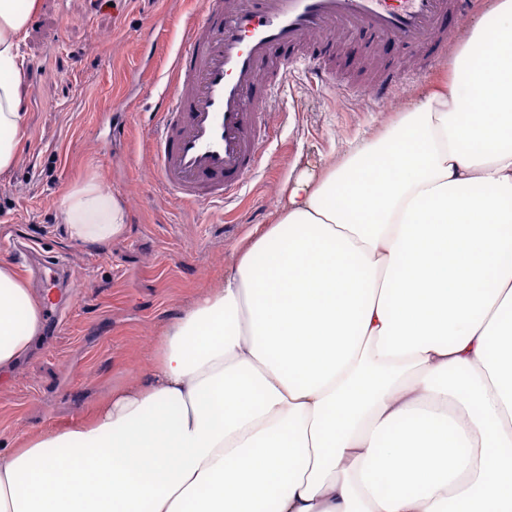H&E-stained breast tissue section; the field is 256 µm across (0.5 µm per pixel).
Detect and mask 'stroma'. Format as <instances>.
Returning a JSON list of instances; mask_svg holds the SVG:
<instances>
[{
  "mask_svg": "<svg viewBox=\"0 0 512 512\" xmlns=\"http://www.w3.org/2000/svg\"><path fill=\"white\" fill-rule=\"evenodd\" d=\"M204 2L39 0L23 40L25 138L16 166L0 174V265H16V242L37 248L49 266L27 284L62 309L63 321L44 323L0 382V448L89 417L113 390L138 381L156 336L215 284L240 239L272 223L289 181L379 133L451 65L431 63L415 46L337 35L327 64L341 84L314 86L295 68L265 105L255 172L234 197L191 206L163 189L151 126L165 74ZM388 64L411 79L378 105L366 88ZM122 99L127 111H115ZM93 178L127 209L125 234L105 244L72 240L62 216L65 194Z\"/></svg>",
  "mask_w": 512,
  "mask_h": 512,
  "instance_id": "35a3bbf8",
  "label": "stroma"
}]
</instances>
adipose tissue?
<instances>
[{
  "mask_svg": "<svg viewBox=\"0 0 512 512\" xmlns=\"http://www.w3.org/2000/svg\"><path fill=\"white\" fill-rule=\"evenodd\" d=\"M36 4L0 0V173ZM63 213L76 241L126 231L94 180ZM41 323L0 266V375ZM0 512H512V0L395 124L289 182L142 381L0 449Z\"/></svg>",
  "mask_w": 512,
  "mask_h": 512,
  "instance_id": "1",
  "label": "adipose tissue"
}]
</instances>
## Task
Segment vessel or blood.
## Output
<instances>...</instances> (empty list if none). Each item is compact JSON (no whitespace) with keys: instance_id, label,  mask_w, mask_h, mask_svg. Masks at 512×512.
<instances>
[{"instance_id":"b4317fda","label":"vessel or blood","mask_w":512,"mask_h":512,"mask_svg":"<svg viewBox=\"0 0 512 512\" xmlns=\"http://www.w3.org/2000/svg\"><path fill=\"white\" fill-rule=\"evenodd\" d=\"M470 0H206L201 21L180 45L153 128L154 166L181 201L234 196L258 166L261 109L288 75L286 50L300 51L309 77L336 80L323 61L328 35L339 31L427 46L438 61L450 33L447 18ZM407 75L388 67L374 84L375 100Z\"/></svg>"}]
</instances>
